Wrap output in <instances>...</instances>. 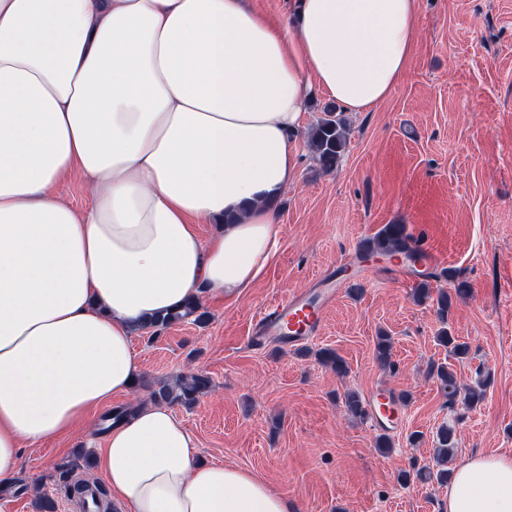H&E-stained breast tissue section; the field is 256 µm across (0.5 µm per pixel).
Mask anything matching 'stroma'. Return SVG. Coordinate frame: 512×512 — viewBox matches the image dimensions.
Listing matches in <instances>:
<instances>
[{
	"label": "stroma",
	"mask_w": 512,
	"mask_h": 512,
	"mask_svg": "<svg viewBox=\"0 0 512 512\" xmlns=\"http://www.w3.org/2000/svg\"><path fill=\"white\" fill-rule=\"evenodd\" d=\"M345 118L347 148L334 172H322L306 134L297 136V178L278 202V248L254 284L204 303L205 326L187 320L153 338L141 332L133 346L146 384L210 377L211 393L173 409L197 438L201 462L253 473L295 512H442L447 485L399 478L433 466L442 426L455 429V460L512 455V0H420L408 70L386 100ZM386 224L406 225L437 254L438 269L467 283L447 320L431 300H417L419 277L386 259L358 261ZM341 270V293L307 344L251 346L259 311ZM444 324L468 343L466 358L437 344ZM383 333L389 368L375 355ZM323 348L345 361V375L318 360ZM441 365L461 388L486 381L482 402L448 400ZM377 389L407 401L386 449L379 430L344 407L347 393ZM86 445L77 435L22 449L13 483L0 488V512H38L43 493L56 512H78L65 482L92 480V466L77 460ZM65 463L73 466L66 480Z\"/></svg>",
	"instance_id": "35a3bbf8"
}]
</instances>
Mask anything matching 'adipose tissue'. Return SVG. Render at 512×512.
Wrapping results in <instances>:
<instances>
[{
	"mask_svg": "<svg viewBox=\"0 0 512 512\" xmlns=\"http://www.w3.org/2000/svg\"><path fill=\"white\" fill-rule=\"evenodd\" d=\"M418 16L419 0H299L277 22L249 0H0V486L21 448L130 392L136 329L252 284L309 97L385 100ZM75 171L93 181L82 211L59 192ZM96 476L121 512H291L253 474L200 462L154 403L113 425ZM444 512H512V456L458 465Z\"/></svg>",
	"mask_w": 512,
	"mask_h": 512,
	"instance_id": "1",
	"label": "adipose tissue"
}]
</instances>
